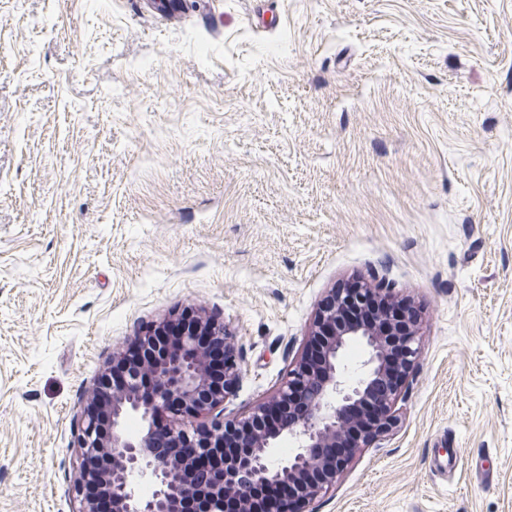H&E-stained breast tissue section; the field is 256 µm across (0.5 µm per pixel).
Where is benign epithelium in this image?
Returning <instances> with one entry per match:
<instances>
[{
	"instance_id": "benign-epithelium-1",
	"label": "benign epithelium",
	"mask_w": 512,
	"mask_h": 512,
	"mask_svg": "<svg viewBox=\"0 0 512 512\" xmlns=\"http://www.w3.org/2000/svg\"><path fill=\"white\" fill-rule=\"evenodd\" d=\"M395 301L388 284L331 289L309 326L303 352L276 393L231 419L225 418V403L242 370L229 325L198 308L151 324L113 352L104 373L144 371L154 380V397L143 398L132 382L114 385L109 393L98 383L80 408L78 512H99L104 500L112 503V512H179L188 497L205 500L208 512H224V500L233 497L243 503L242 512H251L248 491L255 484L273 489L261 512H308L353 458L328 449L354 432L353 448H367L398 421L400 393L420 354L421 315L410 305L401 313ZM378 302L386 305L385 317L372 323L346 319L350 307ZM172 333L179 336L175 343L157 342L156 337ZM204 337L224 348L221 385H210L208 352L200 345ZM354 344L365 354L355 376L344 360ZM133 346L146 350L137 368L126 362V350ZM369 397L375 399V411L356 418V408ZM163 414L169 427L162 437L155 423ZM132 419L139 424L134 433L127 428ZM229 438L245 452L218 464L208 484L190 482L192 457L160 452L162 447L190 448L193 457L218 458ZM284 439L292 448L277 460L274 452ZM102 453L112 457L105 471L90 463ZM144 485L151 487L147 495L141 493Z\"/></svg>"
}]
</instances>
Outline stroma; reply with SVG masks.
Listing matches in <instances>:
<instances>
[{"label": "stroma", "instance_id": "35a3bbf8", "mask_svg": "<svg viewBox=\"0 0 512 512\" xmlns=\"http://www.w3.org/2000/svg\"><path fill=\"white\" fill-rule=\"evenodd\" d=\"M253 6L0 0V512H76L80 407L143 325L228 323L239 414L355 279L421 356L312 512H512V0Z\"/></svg>", "mask_w": 512, "mask_h": 512}]
</instances>
